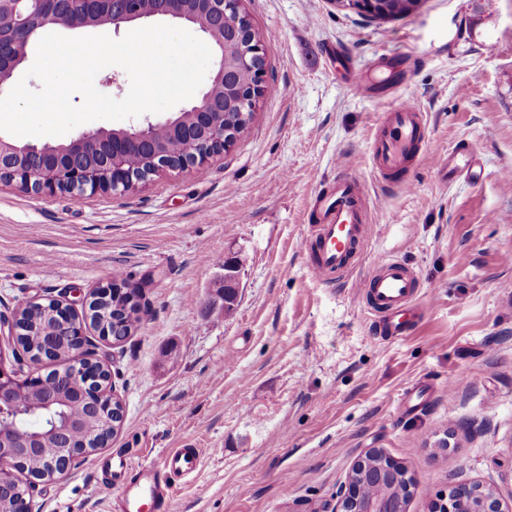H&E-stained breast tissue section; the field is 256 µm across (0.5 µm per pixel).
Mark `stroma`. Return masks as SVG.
<instances>
[{
  "label": "stroma",
  "instance_id": "stroma-1",
  "mask_svg": "<svg viewBox=\"0 0 512 512\" xmlns=\"http://www.w3.org/2000/svg\"><path fill=\"white\" fill-rule=\"evenodd\" d=\"M264 93L230 150L126 193H24L0 179V312L35 297L142 287L141 326L115 345L124 417L66 476L37 483L33 512H109L112 469L203 451L171 512H320L378 448L410 480L406 512L461 483L512 506V0H421L375 20L337 0H243ZM341 51L332 58L331 48ZM395 84L425 119L413 190L377 180L370 146L394 104L358 95L351 68ZM477 148L479 183L429 163ZM371 208L369 242L342 282L309 272L316 195L345 171ZM420 282L411 332L381 339L353 291L383 258ZM238 260L233 311L220 290Z\"/></svg>",
  "mask_w": 512,
  "mask_h": 512
}]
</instances>
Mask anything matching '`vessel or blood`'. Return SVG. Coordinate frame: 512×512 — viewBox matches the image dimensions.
I'll use <instances>...</instances> for the list:
<instances>
[{
	"instance_id": "obj_1",
	"label": "vessel or blood",
	"mask_w": 512,
	"mask_h": 512,
	"mask_svg": "<svg viewBox=\"0 0 512 512\" xmlns=\"http://www.w3.org/2000/svg\"><path fill=\"white\" fill-rule=\"evenodd\" d=\"M424 141L423 116L412 103L397 102L385 115L371 146L372 171L387 179L419 158ZM438 172L448 177L477 178L482 166L477 152L469 146L437 160ZM315 225L303 238V248L312 254L311 274L319 280H331L349 274L353 257L368 240L371 220L366 194L360 179L353 174L338 179L323 193L315 210ZM418 286L409 265L400 259L380 260L375 270L357 288L371 313L377 316L387 336L404 335L411 319L410 305ZM202 456L193 446L176 448L165 454L160 464L133 468L122 488L121 512H168L172 499L171 477L191 478L199 469Z\"/></svg>"
}]
</instances>
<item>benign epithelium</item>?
Here are the masks:
<instances>
[{"label":"benign epithelium","instance_id":"7a95c632","mask_svg":"<svg viewBox=\"0 0 512 512\" xmlns=\"http://www.w3.org/2000/svg\"><path fill=\"white\" fill-rule=\"evenodd\" d=\"M241 0H0V96L9 92L16 72L28 59L36 35L55 28L70 29L121 26L139 20L161 17L182 22L202 32L213 49L212 76L191 105L165 118L142 120L126 127L98 129L82 133L67 142L18 144L0 136V175L17 183L22 192L79 196L92 192L134 189L147 178L128 167L132 152L151 156L157 172H179L200 166L228 150L235 142L249 110L262 96L259 40L240 9ZM235 110L239 120L224 123V113ZM162 128L172 138L193 137L198 150L190 157L171 156L163 141L154 137ZM124 296L130 304H141L139 291L117 283L102 287L82 303V312L64 300L49 297L31 300L25 306L46 310L57 322L56 335L48 337L44 350L57 365L56 388L32 408H23L13 399V391L24 383L19 371L36 363L14 350L15 365L0 366V512H32L30 489L18 481L20 458L44 447L56 449L57 476L65 475L75 464L70 440L75 426L65 421L46 420L42 411L52 410L74 394L88 409L110 406L117 400L112 386L99 389L93 374L85 367L88 358L80 355L87 345L84 328L89 308L112 303ZM41 417V426L25 440L16 439L17 420ZM402 470L369 448L360 455L350 474L351 490L336 497L325 512H403L397 501L367 496L371 488L397 484ZM441 512H501L495 494L475 484H458Z\"/></svg>","mask_w":512,"mask_h":512}]
</instances>
